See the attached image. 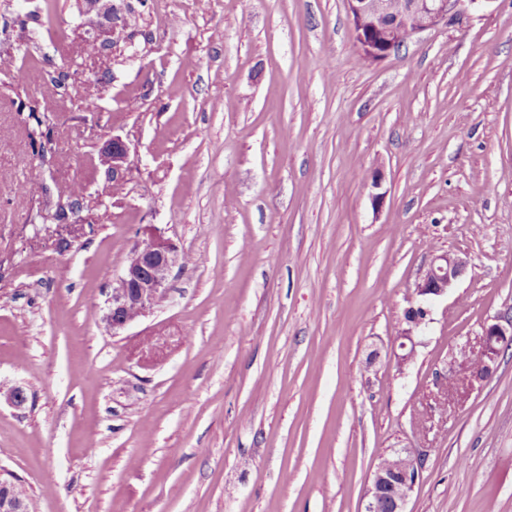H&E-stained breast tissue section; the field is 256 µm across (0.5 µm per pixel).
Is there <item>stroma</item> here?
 Here are the masks:
<instances>
[{"instance_id": "stroma-1", "label": "stroma", "mask_w": 512, "mask_h": 512, "mask_svg": "<svg viewBox=\"0 0 512 512\" xmlns=\"http://www.w3.org/2000/svg\"><path fill=\"white\" fill-rule=\"evenodd\" d=\"M31 9L0 0V59L30 69L0 71V388L29 397L0 402V467L31 512H361L395 448L425 457L407 512H512V343L472 388L436 386L512 307V0L376 63L347 0H146L133 57L108 32L84 53L81 0H57L65 44L23 38ZM116 135L122 182L98 162ZM31 181L80 183L82 210L36 222ZM147 224L189 262L115 335ZM441 253L466 270L398 366Z\"/></svg>"}]
</instances>
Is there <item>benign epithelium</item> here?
Here are the masks:
<instances>
[{
	"label": "benign epithelium",
	"instance_id": "7a95c632",
	"mask_svg": "<svg viewBox=\"0 0 512 512\" xmlns=\"http://www.w3.org/2000/svg\"><path fill=\"white\" fill-rule=\"evenodd\" d=\"M490 3L492 0H405L399 14L391 12L388 0H347L352 26L376 57L389 56L398 44L399 33L409 32V37L435 28L460 13L465 5ZM84 13L96 19L91 32L102 30L103 21L112 23V47L128 42L126 24L112 21V4L107 0H84ZM388 19L383 29H374L373 20ZM131 148L120 136L112 137L108 151L99 157L100 163L109 166L112 179L120 180L130 170ZM184 264L173 243L147 229L132 247L116 287L106 301L103 320L116 335L137 319L148 315L162 300L169 286L173 268ZM467 261L448 253L437 254L416 284L417 304L405 311V327L396 337L398 352L394 353L397 365L403 367L411 359L419 344V333L430 315L428 303L448 294L455 281L464 272ZM512 341V312L507 310L482 327L481 333L466 342L461 352L475 351L482 358L486 369L481 370L469 362L451 358L448 376L460 384L472 385L483 381L496 365L501 346ZM396 466L389 473L377 470L367 491L365 512H406L407 500L420 479L421 461L404 450L394 453ZM11 476L0 471V512H28L22 500L12 497Z\"/></svg>",
	"mask_w": 512,
	"mask_h": 512
}]
</instances>
